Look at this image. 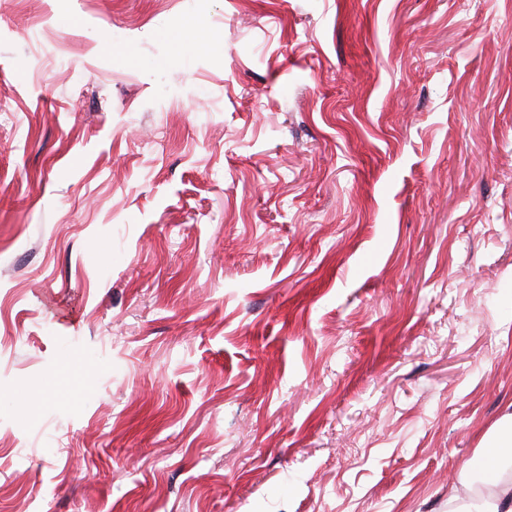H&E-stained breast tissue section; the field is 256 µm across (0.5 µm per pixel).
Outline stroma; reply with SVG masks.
<instances>
[{
    "label": "stroma",
    "instance_id": "stroma-1",
    "mask_svg": "<svg viewBox=\"0 0 512 512\" xmlns=\"http://www.w3.org/2000/svg\"><path fill=\"white\" fill-rule=\"evenodd\" d=\"M512 412V0H0V512H448Z\"/></svg>",
    "mask_w": 512,
    "mask_h": 512
}]
</instances>
